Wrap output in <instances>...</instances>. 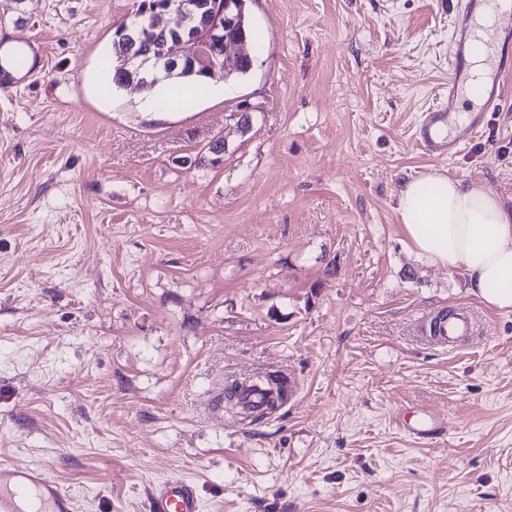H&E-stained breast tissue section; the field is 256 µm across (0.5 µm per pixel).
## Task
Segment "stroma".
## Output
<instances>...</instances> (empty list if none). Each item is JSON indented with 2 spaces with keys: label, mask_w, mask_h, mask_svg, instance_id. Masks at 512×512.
Wrapping results in <instances>:
<instances>
[{
  "label": "stroma",
  "mask_w": 512,
  "mask_h": 512,
  "mask_svg": "<svg viewBox=\"0 0 512 512\" xmlns=\"http://www.w3.org/2000/svg\"><path fill=\"white\" fill-rule=\"evenodd\" d=\"M134 3L0 0L27 61L0 87V462L75 512H152L169 479L201 512H512V312L411 254L396 211L432 169L512 204V83L459 154L414 138L456 0H251L252 71L166 113L93 89ZM463 305L473 336L426 333ZM272 375L271 415L219 403ZM245 388L244 382L233 381L228 383L224 386V397L228 399L237 397V404H241L244 408L250 410L251 414L255 413L253 416H247H252L255 421L277 410L286 399L285 391L281 387L269 388L266 389L262 401L257 404H250L246 401ZM431 419L432 417L427 413L421 415L407 413L399 419V424L407 434L422 438L432 430Z\"/></svg>",
  "instance_id": "1"
}]
</instances>
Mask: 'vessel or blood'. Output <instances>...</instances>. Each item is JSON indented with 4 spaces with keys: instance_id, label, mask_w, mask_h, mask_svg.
Segmentation results:
<instances>
[{
    "instance_id": "vessel-or-blood-1",
    "label": "vessel or blood",
    "mask_w": 512,
    "mask_h": 512,
    "mask_svg": "<svg viewBox=\"0 0 512 512\" xmlns=\"http://www.w3.org/2000/svg\"><path fill=\"white\" fill-rule=\"evenodd\" d=\"M490 14L492 23L485 41L488 76L479 95L478 111L460 117L458 100L470 80L476 40L474 20ZM454 52L449 60L448 96L426 112L415 130V139L437 155L461 151L466 138L482 132L487 113L501 111L503 88L512 79V0H461L451 21ZM436 340L456 346L474 332V318L468 308L443 310L431 325ZM33 496L35 512H75L74 498L60 482L38 466L0 463V512H24L22 501ZM155 512H200L201 504L191 485L167 480L152 491Z\"/></svg>"
}]
</instances>
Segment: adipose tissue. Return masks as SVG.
<instances>
[{
  "label": "adipose tissue",
  "mask_w": 512,
  "mask_h": 512,
  "mask_svg": "<svg viewBox=\"0 0 512 512\" xmlns=\"http://www.w3.org/2000/svg\"><path fill=\"white\" fill-rule=\"evenodd\" d=\"M406 247L428 263L461 268L471 293L512 312V207L481 187L429 171L399 191Z\"/></svg>",
  "instance_id": "adipose-tissue-1"
}]
</instances>
